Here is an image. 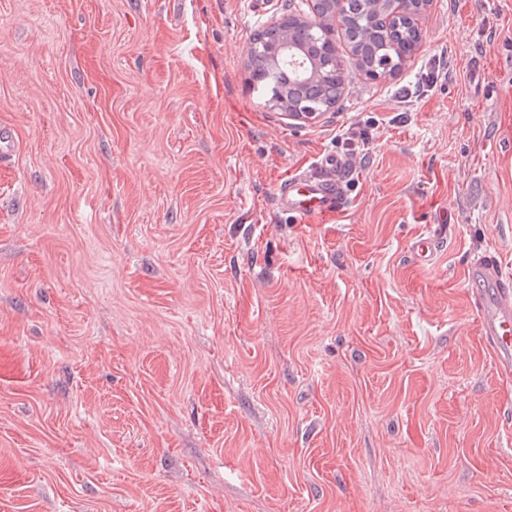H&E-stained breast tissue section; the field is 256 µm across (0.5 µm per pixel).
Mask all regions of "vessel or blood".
Masks as SVG:
<instances>
[{
  "mask_svg": "<svg viewBox=\"0 0 512 512\" xmlns=\"http://www.w3.org/2000/svg\"><path fill=\"white\" fill-rule=\"evenodd\" d=\"M346 166L335 155L318 159L313 172L280 182V207L296 217L329 214L340 209ZM473 306L481 334L494 351L500 370L512 374V272L488 253L472 255L468 263Z\"/></svg>",
  "mask_w": 512,
  "mask_h": 512,
  "instance_id": "b4317fda",
  "label": "vessel or blood"
}]
</instances>
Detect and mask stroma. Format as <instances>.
Wrapping results in <instances>:
<instances>
[{"mask_svg":"<svg viewBox=\"0 0 512 512\" xmlns=\"http://www.w3.org/2000/svg\"><path fill=\"white\" fill-rule=\"evenodd\" d=\"M285 2L0 0V512H512L466 279L512 269V0H430L374 81L334 30L312 123L249 87ZM368 120L340 210L288 217ZM339 94V91L333 92L332 90H329L322 95L307 97L302 103V107L307 112H295L288 108L284 113L289 120H294L301 123H312L318 120L321 115L318 113L309 112H328L330 109L336 106Z\"/></svg>","mask_w":512,"mask_h":512,"instance_id":"obj_1","label":"stroma"}]
</instances>
